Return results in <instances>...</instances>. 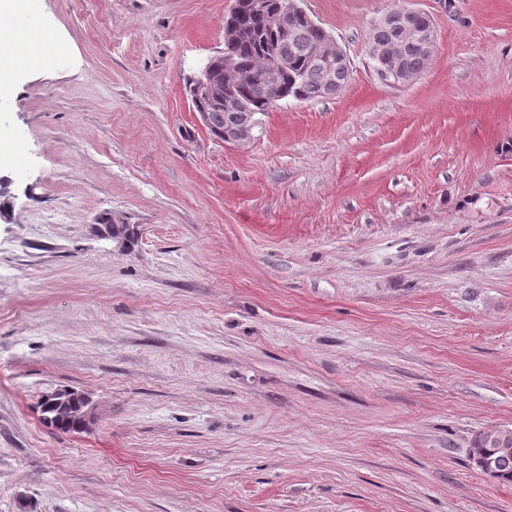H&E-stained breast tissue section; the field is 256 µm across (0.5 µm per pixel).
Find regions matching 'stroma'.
Segmentation results:
<instances>
[{
	"label": "stroma",
	"mask_w": 512,
	"mask_h": 512,
	"mask_svg": "<svg viewBox=\"0 0 512 512\" xmlns=\"http://www.w3.org/2000/svg\"><path fill=\"white\" fill-rule=\"evenodd\" d=\"M234 0H39L55 63L0 107V512H512V0H302L331 98L251 140L184 90ZM428 14L382 79L372 23ZM127 224L132 244L99 231ZM88 394L90 429L41 420ZM421 19H425L426 23L421 24ZM373 26L378 29H370L367 39V51L372 39H376L382 45L395 50L400 69L415 76L424 69L430 56L423 54L416 39L400 32L415 33L424 43L426 49L433 52L434 31L429 15L413 9H394L374 21ZM382 45L374 44L370 49L371 56L377 62L376 70L375 65H373L374 70L379 72L385 79L394 77L396 81H403L398 82L399 84L406 82L407 78L411 79L407 74H404L405 78L399 77L401 71H399L396 59L389 53L388 48ZM368 56L373 61L369 54ZM235 119V122H229L224 127V142L226 143H243L249 141L253 137V130L257 123H248L236 119L237 112H229ZM501 448L500 454L496 457H479L478 454H476V457L472 455V460L475 466L482 470L485 474L492 475L497 473L498 468L502 467L506 462L509 463L506 471L507 473L504 474L500 481L505 482H512V448L510 447V443L503 441L501 446H498ZM511 459V463H510Z\"/></svg>",
	"instance_id": "35a3bbf8"
}]
</instances>
